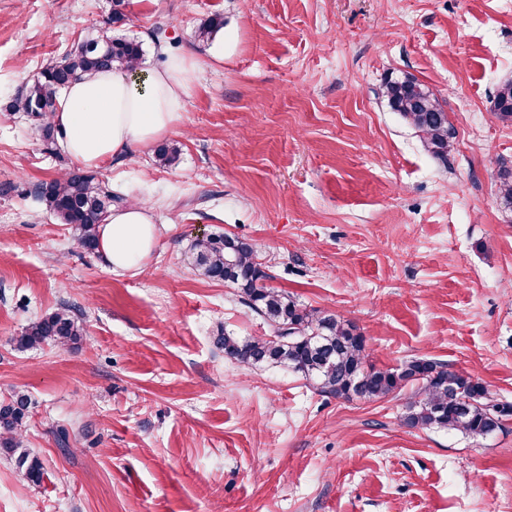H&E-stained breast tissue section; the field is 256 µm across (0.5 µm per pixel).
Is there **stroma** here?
Returning <instances> with one entry per match:
<instances>
[{
    "label": "stroma",
    "mask_w": 512,
    "mask_h": 512,
    "mask_svg": "<svg viewBox=\"0 0 512 512\" xmlns=\"http://www.w3.org/2000/svg\"><path fill=\"white\" fill-rule=\"evenodd\" d=\"M111 9L0 0V402L28 394L21 440L44 466L34 489L0 453V512H512V418L477 440L415 429L410 390L346 401L228 359L221 332L267 327L185 260L196 240L246 239L268 286L351 321L377 367L434 359L512 405V212L496 179L512 125L493 113L512 0H125L140 70L163 46L201 68L176 165L149 146L95 172L156 214L154 251L122 273L37 195L73 160L5 109ZM215 15L220 60L198 36ZM402 75L442 102L448 156L389 109ZM64 307L84 316L77 347L17 348Z\"/></svg>",
    "instance_id": "35a3bbf8"
}]
</instances>
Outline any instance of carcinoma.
Masks as SVG:
<instances>
[{
    "mask_svg": "<svg viewBox=\"0 0 512 512\" xmlns=\"http://www.w3.org/2000/svg\"><path fill=\"white\" fill-rule=\"evenodd\" d=\"M126 21L123 0H113L101 25L78 38L60 60L46 65L10 102L8 111L25 112L38 123L48 150H54L59 138L51 122L59 90L115 65L138 66L142 44L112 35V30ZM384 89L390 108L421 133L428 150L438 157L448 155L455 130L439 99L410 77L389 80ZM494 114L500 122L512 124V82L497 91ZM180 153L175 143L155 149L157 161L164 167L174 165ZM497 178L500 205L511 211L512 169L499 170ZM41 196L62 223L75 228L78 245L86 251L96 250L98 227L118 199L111 189L93 174L69 168L44 184ZM189 259L204 275L238 289L241 302L270 328L269 336L240 338L229 332L219 336L217 344L230 359L285 367L302 375L319 392L345 400H380L411 386L414 397L404 416V423L411 428L444 429L478 439L501 429L512 416L511 404L493 402L482 382L444 363L413 358L397 368L369 364L365 337L352 323L309 309L287 293L264 285L266 275L257 262V250L244 239L224 235L198 240ZM82 336L80 317L61 310L29 324L16 337V344L21 349L44 344L70 346ZM466 395L476 402L470 409L463 402ZM27 410L28 399L21 393L0 403V451L14 455L28 484L38 487L44 479L43 465L22 449L20 440Z\"/></svg>",
    "mask_w": 512,
    "mask_h": 512,
    "instance_id": "cac0c4a2",
    "label": "carcinoma"
}]
</instances>
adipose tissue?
<instances>
[{
  "mask_svg": "<svg viewBox=\"0 0 512 512\" xmlns=\"http://www.w3.org/2000/svg\"><path fill=\"white\" fill-rule=\"evenodd\" d=\"M199 70L190 56H172L148 72L123 67L65 88L52 121L76 162L98 169L121 153L170 134ZM158 226L149 206L112 210L99 227V250L116 271L139 269L154 250Z\"/></svg>",
  "mask_w": 512,
  "mask_h": 512,
  "instance_id": "obj_1",
  "label": "adipose tissue"
}]
</instances>
